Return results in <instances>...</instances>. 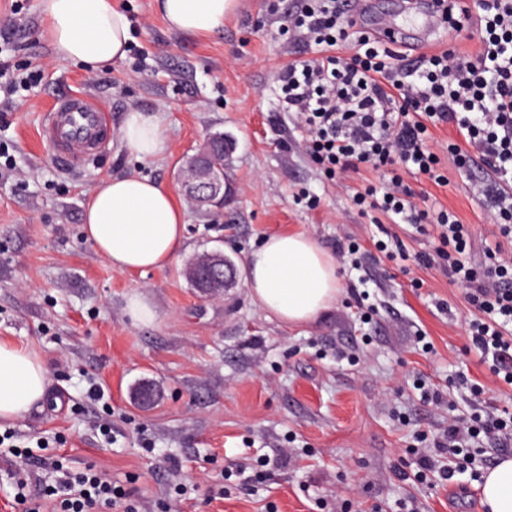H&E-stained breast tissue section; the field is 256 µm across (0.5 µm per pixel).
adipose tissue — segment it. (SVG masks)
<instances>
[{
	"label": "adipose tissue",
	"mask_w": 512,
	"mask_h": 512,
	"mask_svg": "<svg viewBox=\"0 0 512 512\" xmlns=\"http://www.w3.org/2000/svg\"><path fill=\"white\" fill-rule=\"evenodd\" d=\"M236 0H155L170 30L207 35L223 30ZM44 35L60 62L94 73L125 59L130 24L112 0H41ZM127 151L139 160L165 148L163 127L152 113L127 112L119 128ZM184 213L161 184L136 175L112 177L93 189L83 213L84 235L115 271L162 269L183 250ZM242 274L253 302L288 325L317 318L336 301L333 258L309 234L276 232L246 258ZM46 369L38 354L0 340V419L26 413L45 394ZM487 512H512V457L487 473Z\"/></svg>",
	"instance_id": "adipose-tissue-1"
}]
</instances>
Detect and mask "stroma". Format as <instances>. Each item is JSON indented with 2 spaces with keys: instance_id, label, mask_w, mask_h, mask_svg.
Listing matches in <instances>:
<instances>
[{
  "instance_id": "35a3bbf8",
  "label": "stroma",
  "mask_w": 512,
  "mask_h": 512,
  "mask_svg": "<svg viewBox=\"0 0 512 512\" xmlns=\"http://www.w3.org/2000/svg\"><path fill=\"white\" fill-rule=\"evenodd\" d=\"M271 0H239L222 31L207 37L170 30L153 0H115L129 18L132 50L107 71L88 73L54 58L44 38L40 0H0V40L11 62L39 80L13 96L0 93V340L35 351L47 370L44 397L0 434L65 467L92 465L134 488L141 512L158 501L174 512H484L480 482L461 474L475 500L448 499L436 475L419 481L412 453L420 437L439 436L449 416L470 417L476 405L512 410V386L495 380L468 351L475 311L465 290L438 268L389 260L377 247L383 232L407 253L429 250L414 228L381 229L380 211L361 214L353 197L377 181L371 168L326 180L301 150L304 129L282 111L276 74L314 48L285 41L284 16ZM79 91L102 104L119 129L129 109L156 114L167 149L138 161L119 138L86 165L60 162L41 141L44 112ZM216 131L233 139L226 171L234 196L224 210L203 213L189 203L177 173ZM453 128L431 131L447 184L419 179L420 206L452 212L473 234V264L500 242L473 181L486 170L459 171L448 152ZM139 174L172 191L185 214V247L167 267L121 273L82 232L94 187ZM319 196L318 207L301 192ZM310 234L334 259L340 289L314 322L287 325L256 306L243 278L203 297L184 274L198 255L221 249L236 266L263 235ZM353 244L352 270L337 249ZM367 273L371 322L349 293ZM141 295L154 321L134 319ZM468 377L454 384L457 371ZM445 391L454 410L423 402L419 384ZM151 385L156 401L139 405ZM104 389L91 402L90 387ZM265 467L255 491L218 494L228 468Z\"/></svg>"
}]
</instances>
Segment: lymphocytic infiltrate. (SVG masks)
I'll use <instances>...</instances> for the list:
<instances>
[{"mask_svg":"<svg viewBox=\"0 0 512 512\" xmlns=\"http://www.w3.org/2000/svg\"><path fill=\"white\" fill-rule=\"evenodd\" d=\"M442 19L450 27L474 24L475 56L456 47L410 60L361 30L350 0H292L286 31L293 41L316 46L318 55L279 71L283 111L306 130L303 148L329 179L368 165L383 175L354 197L361 209L381 210L390 223L422 232L432 229L434 253L417 263L440 267L465 290L476 314L468 323L469 347L490 372L512 385V254L495 249L489 265L477 268L466 255L468 225L444 209H422L404 173L442 182L439 159L427 146L430 128H455L468 146L461 167L487 168L491 179L476 186L494 212L504 237L512 239V0H480L477 15L461 14L448 0ZM512 438V412L452 420L443 440L418 450L419 477L454 469L441 458L481 443ZM22 512H139L131 491L95 468L63 473L35 495L17 490Z\"/></svg>","mask_w":512,"mask_h":512,"instance_id":"f902f5d3","label":"lymphocytic infiltrate"}]
</instances>
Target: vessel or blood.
Masks as SVG:
<instances>
[{"mask_svg":"<svg viewBox=\"0 0 512 512\" xmlns=\"http://www.w3.org/2000/svg\"><path fill=\"white\" fill-rule=\"evenodd\" d=\"M109 128L104 106L84 93L71 92L58 97L45 112L39 135L59 160L78 166L105 144Z\"/></svg>","mask_w":512,"mask_h":512,"instance_id":"b4317fda","label":"vessel or blood"}]
</instances>
